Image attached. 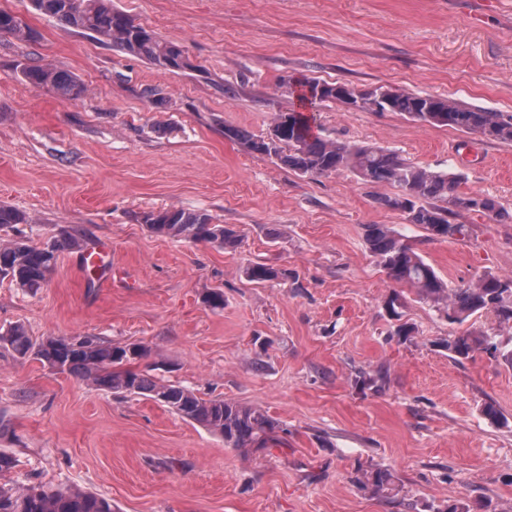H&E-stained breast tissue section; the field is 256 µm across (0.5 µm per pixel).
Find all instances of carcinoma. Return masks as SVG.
<instances>
[{
	"label": "carcinoma",
	"mask_w": 512,
	"mask_h": 512,
	"mask_svg": "<svg viewBox=\"0 0 512 512\" xmlns=\"http://www.w3.org/2000/svg\"><path fill=\"white\" fill-rule=\"evenodd\" d=\"M32 7L65 27L108 42L125 53L167 71L194 70L184 47L158 36L112 5V0H30ZM0 34L20 40L31 39L23 21L0 9ZM20 78L35 87L53 89L69 100L86 92L80 77L47 64L19 63ZM323 102L350 101L368 112H398L423 125H443L479 133L512 144V114L468 107L449 97L433 96L405 89L378 86L356 89L348 84L311 80L299 95L302 110L278 112L269 135L255 138L248 132L227 128L225 136L240 141L251 151L275 157L281 165L302 175L323 176L342 169L356 173L365 182L386 183L397 193L379 203L401 212L407 223L421 226L432 239H454L464 235L465 225L452 219L459 210L491 215L498 221L512 220V213L494 199L474 193L460 195L461 174L452 170H431L406 162L389 148L349 145L323 137L314 131L315 118L308 113L310 98ZM140 222L152 232L191 241L216 243L225 249L240 244L237 232L215 224L205 211L169 208L148 211ZM27 223L26 215L0 204V229ZM365 239L387 278L416 290L423 299L444 310L448 322L461 324L477 312L494 315L500 324L512 323V276L485 274L458 288H450L416 251L405 234L385 224H369ZM81 246L77 232L54 236L31 244L23 239L0 244V282L8 281L26 293H35L46 283L56 265L58 252ZM256 283L276 280L285 272L255 262L245 269ZM0 347L20 358H33L51 369L73 373L92 387L123 396H143L160 403L182 418L195 422L224 438L240 450H258L284 431L279 421L259 407L222 398L204 399L193 390L155 380L151 376L122 368V364L148 355L140 344L114 346L89 336L48 337L37 343L22 324L0 332ZM485 352L512 367V346L497 335L481 330L465 332L448 341V353L460 360ZM394 476L387 469L365 475L364 486L377 495L393 490ZM0 512H112L110 500L78 488L56 489L50 485L23 489L0 486Z\"/></svg>",
	"instance_id": "cac0c4a2"
}]
</instances>
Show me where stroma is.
Returning <instances> with one entry per match:
<instances>
[{"instance_id": "stroma-1", "label": "stroma", "mask_w": 512, "mask_h": 512, "mask_svg": "<svg viewBox=\"0 0 512 512\" xmlns=\"http://www.w3.org/2000/svg\"><path fill=\"white\" fill-rule=\"evenodd\" d=\"M194 70L170 72L41 16L29 0H0L33 31L0 35V204L29 223L0 232L35 243L78 230L109 246L112 279L90 277L84 250L61 251L37 294L0 282V331L23 323L34 341L91 336L144 345L132 370L258 406L286 427L249 454L142 397H120L0 349V453L16 458L0 485L77 486L117 512H437L458 500L512 512V368L478 353L457 361L449 339L497 331L489 315L449 323L370 253L365 227L409 236L445 279L512 275V222L460 212L464 236L436 240L379 204L387 184L340 170L301 175L225 136L260 137L298 108L289 83L308 78L359 89L390 86L512 114V0H113ZM81 77L68 100L24 82L16 62ZM161 88L166 110L145 97ZM321 134L375 144L407 161L460 172L512 211V144L397 112L323 103ZM204 210L237 230L227 250L150 232L139 217ZM288 276L262 284L244 267ZM224 306L205 301L213 289ZM401 301L388 310L392 292ZM413 326L402 339L399 324ZM383 374L378 387L360 377ZM493 404L508 420L491 424ZM386 468L396 489H363Z\"/></svg>"}]
</instances>
